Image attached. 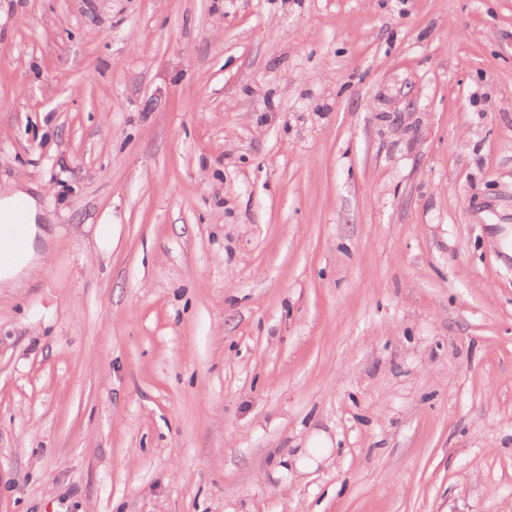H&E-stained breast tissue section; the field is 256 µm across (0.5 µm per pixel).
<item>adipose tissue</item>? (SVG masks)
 <instances>
[{"instance_id":"adipose-tissue-1","label":"adipose tissue","mask_w":512,"mask_h":512,"mask_svg":"<svg viewBox=\"0 0 512 512\" xmlns=\"http://www.w3.org/2000/svg\"><path fill=\"white\" fill-rule=\"evenodd\" d=\"M18 213L25 226V242L20 259L8 267H0V285L15 287L22 275L33 269V261L37 257L39 239L44 231L37 225L38 209L32 196L16 188L0 192V213Z\"/></svg>"}]
</instances>
